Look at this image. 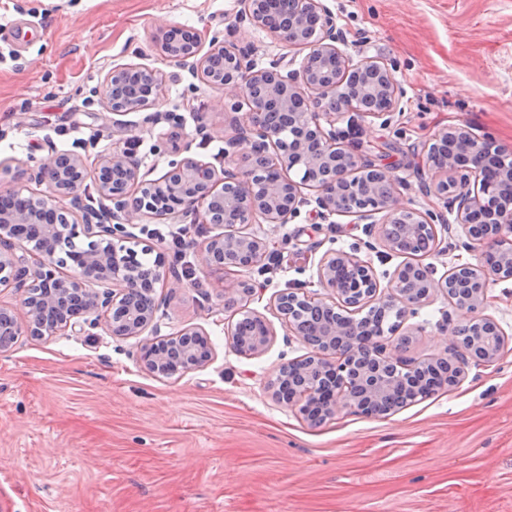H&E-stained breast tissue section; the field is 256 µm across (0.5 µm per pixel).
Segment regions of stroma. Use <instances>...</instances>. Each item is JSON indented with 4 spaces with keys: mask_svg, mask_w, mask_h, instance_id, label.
I'll list each match as a JSON object with an SVG mask.
<instances>
[{
    "mask_svg": "<svg viewBox=\"0 0 512 512\" xmlns=\"http://www.w3.org/2000/svg\"><path fill=\"white\" fill-rule=\"evenodd\" d=\"M336 18L343 50L356 61L383 62L404 91L381 116L347 112L325 124L336 143L363 163L387 170L401 206L432 210L438 273L483 261L486 246L467 247L448 195L429 194L432 138L465 122L477 138L512 149V0H322ZM239 0H0V25L32 21L46 30L29 46L0 40V192L49 194L38 167L62 147L59 128L75 129L88 167L140 139L146 178L161 177L191 150L214 167L244 170L248 146L219 147L236 137L248 112L225 105L223 89L181 72L158 51L162 28L203 30L234 50L251 46L258 65L302 60L304 48L240 21ZM144 64L157 71L156 111L170 120L144 123V113H107L96 90L112 68ZM137 248H150L191 269L179 287L158 284L163 332L203 330L213 358L172 378L136 362L141 337L119 338L104 327L57 335H23L0 356V512H512V279L488 284L485 315L506 334L492 364L467 359L458 383L388 415L345 408L318 425L279 402L273 384L282 364L310 349L277 320L270 302L280 291L324 295L316 264L330 250L357 254L380 275L403 263L379 234L365 235L359 214L321 216L301 209L285 224L254 218L247 231L265 234L288 263L267 276L250 269L254 296L236 311L270 320L274 339L256 357L236 352V311L224 308V286L203 272L200 249L210 228L184 237L175 262L166 244L146 236L181 220L144 218ZM452 303L434 292L401 319L384 343L402 367L451 357L441 326Z\"/></svg>",
    "mask_w": 512,
    "mask_h": 512,
    "instance_id": "1",
    "label": "stroma"
}]
</instances>
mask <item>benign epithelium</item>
I'll return each mask as SVG.
<instances>
[{"label": "benign epithelium", "instance_id": "benign-epithelium-1", "mask_svg": "<svg viewBox=\"0 0 512 512\" xmlns=\"http://www.w3.org/2000/svg\"><path fill=\"white\" fill-rule=\"evenodd\" d=\"M291 28L294 36L286 38V42L309 47L304 62L294 69L282 58H273L268 65L258 66L251 60L247 48L234 52L230 64L226 65L224 47L213 44L205 47V37L198 29H184V46L174 51L166 39L172 28H165L161 31L158 45L170 62L191 77L225 89L233 110L242 109L241 98H250L256 89L278 98L286 108L298 98L310 102L311 95L319 96L328 91L315 79L310 59L332 56L340 60L342 69L347 73L375 71L381 77L379 90L385 105L372 114L390 112L397 107L403 96L402 89L392 81L385 66L373 60L355 63L348 57L340 47L341 36L336 29L335 18L321 0H300L298 10L291 18ZM123 77H134L159 87L157 72L146 65L114 67L98 89V94L115 114L124 112L122 108L113 107L112 103V89ZM242 86L245 91L241 94L238 89ZM248 130L249 134L227 141L224 155L233 154L239 146L247 144L251 147V154L274 161V165L284 171L279 180L265 183L257 170L243 174L226 167L219 170L189 153L171 161L169 170L160 178L147 180L141 175V164L133 155L115 150L99 161L97 170L112 172V176L121 180V185L96 181L99 197L105 202L102 209L96 210L84 204L78 194L86 171V163L81 156L57 153L42 165L35 179L47 184L51 194L30 197L29 208L22 212L0 211V286L11 285L24 292L22 307L28 317L23 324L19 322L14 308L0 306V353L12 352L23 334L40 338L53 336L83 320L91 326L104 323L106 330L114 336L135 337L150 333L152 339L141 345L137 356V363L150 373L171 377L209 362L212 353L206 333L183 329L163 334L156 320L157 306L143 309L136 303L135 291L143 262L136 250L125 246L135 238L132 229L145 215L201 217L202 222L213 229V235L209 236L202 249L203 267L222 280L224 270L247 271L270 251L266 237L239 231L235 226L214 218L211 202L224 200L222 188L238 191L236 200L244 208L243 223L249 224L259 215L267 224H286L300 213L301 208L312 203L323 214L342 212L340 195L347 182L345 174L359 166V159L354 154L336 149L333 135L325 134L316 112L302 113L294 136L287 140L271 123H254ZM451 134L464 152L475 157H482L495 149L491 139L477 140L465 124L455 126ZM290 171L295 172L296 177L288 176ZM475 176V165H459L451 158L447 166L433 168L436 187H442L449 180L457 187V194L452 198L455 223L466 229L470 240L492 245L493 252L500 257L496 267L459 264L436 280L433 278L434 267L414 262L412 266L421 271L426 281L425 291L415 296L411 289L400 287L399 277L403 270L400 266L391 278L392 293L378 298L379 281L366 261L354 253L328 251L320 258L316 269L318 282L328 291V296L319 298L304 291L281 292L273 299L278 318L295 335L303 338L306 332L296 318L299 310L312 313L326 307H337L349 311L358 307L363 298L376 297L383 306L398 307L404 314H413L416 307L429 302L433 291L448 292L450 275L465 270L479 287L466 301L453 303L456 329L465 324H476L502 335L497 323L481 316L480 312L488 300L489 280L512 278V211H494L496 190L492 186L482 183L473 193L465 190ZM157 185L164 187L170 197V206L163 212L157 209L150 195L139 193L141 189ZM307 188L316 190L318 195L313 199L306 197L304 190ZM59 199L70 200V208L58 207ZM479 210L487 212V223L494 225V232L486 235L477 233L472 215ZM374 211L386 213V221L380 229L386 247L393 253L409 256L387 234V225L394 223L401 213L396 193L381 195L377 190H371V200L361 210L362 217L368 220ZM20 224L38 226L43 237L57 240L60 249L76 248L74 258L67 260L58 256L55 250L38 249L36 263L28 265L26 258L16 253V229ZM80 237L88 240L87 246L75 247V240ZM66 265L70 266L73 274L64 279L59 275V269ZM339 267L355 268L360 271L361 278L343 284L336 278ZM92 283L98 288L90 287ZM254 292L250 282L238 279L224 289L225 304L235 302L240 295L251 297ZM315 335L321 338V344L311 346L307 359L332 372L336 388L326 392L306 371L303 382L292 393L278 395L279 400L300 406V412L311 423L317 424L334 416L342 407H354L364 412L371 404L387 399L390 388L383 383L374 382L368 385L366 393L359 394L344 382V374L351 365L350 357L367 352L376 359H388L382 343L365 345L352 339L348 353L344 354L336 349V338L346 335L345 326L327 324ZM272 336L268 323L261 336L244 337L232 332L235 349L249 357L264 353Z\"/></svg>", "mask_w": 512, "mask_h": 512}]
</instances>
